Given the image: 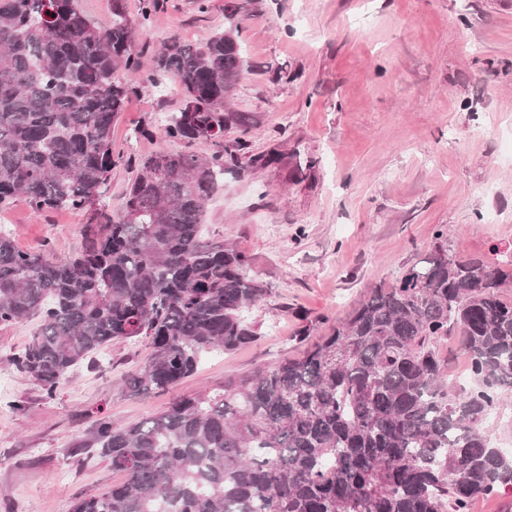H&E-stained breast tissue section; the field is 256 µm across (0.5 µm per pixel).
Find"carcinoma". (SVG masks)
Here are the masks:
<instances>
[{
	"label": "carcinoma",
	"instance_id": "cac0c4a2",
	"mask_svg": "<svg viewBox=\"0 0 512 512\" xmlns=\"http://www.w3.org/2000/svg\"><path fill=\"white\" fill-rule=\"evenodd\" d=\"M156 2L143 0L136 24L118 5L101 30L78 0H0V207L95 205L117 164L112 123L134 88L119 67L150 82L171 75L183 104L160 135L214 147L208 158H145L121 214L65 263L0 231V326L40 318L13 362L47 398L114 340L152 349L125 381L137 394L166 391L203 353L257 337L245 311L267 289L248 277L247 255L201 230L224 171L263 160L245 137L224 140L245 125L225 99L249 69L239 25L257 0L224 5L223 31L195 46L172 40L146 68L136 42ZM434 240L301 356L179 396L139 423L99 417L84 447L125 479L72 512H470L512 488V455L485 427L498 389L512 386V302L502 298L512 272L448 256L442 226ZM455 329L467 388L443 381L438 346Z\"/></svg>",
	"mask_w": 512,
	"mask_h": 512
}]
</instances>
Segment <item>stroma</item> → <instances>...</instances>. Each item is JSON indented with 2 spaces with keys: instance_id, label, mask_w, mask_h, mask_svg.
<instances>
[{
  "instance_id": "35a3bbf8",
  "label": "stroma",
  "mask_w": 512,
  "mask_h": 512,
  "mask_svg": "<svg viewBox=\"0 0 512 512\" xmlns=\"http://www.w3.org/2000/svg\"><path fill=\"white\" fill-rule=\"evenodd\" d=\"M224 28V0H161L139 49L205 41ZM249 62L231 106L248 119L265 167L228 170L203 232L251 260L264 299L248 312L257 339L207 353L161 392L124 393L144 368V342L116 340L76 367L55 398L11 362L32 339L30 318L0 327V512H71L122 472L83 447L99 414L128 425L180 395L273 366L324 335L448 229V253L512 261V0H261L240 35ZM182 103L174 80L141 82L112 126L119 162L106 193L83 210L0 209V231L23 250L65 261L90 227L118 215L142 160L183 150L160 128ZM153 136H139L141 127ZM499 217L486 223L487 214Z\"/></svg>"
}]
</instances>
